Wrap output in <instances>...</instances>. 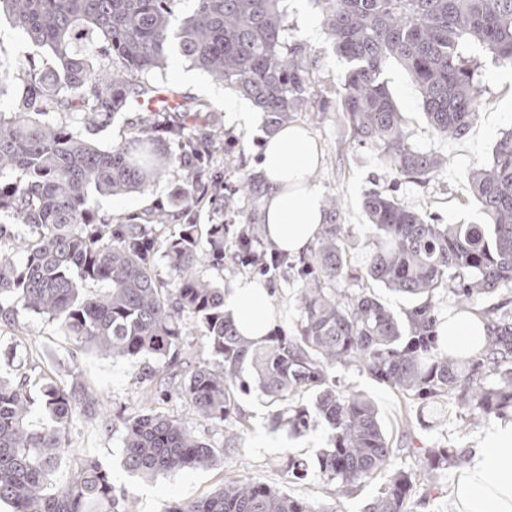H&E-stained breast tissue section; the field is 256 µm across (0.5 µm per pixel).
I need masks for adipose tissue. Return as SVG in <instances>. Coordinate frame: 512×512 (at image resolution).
<instances>
[{
	"mask_svg": "<svg viewBox=\"0 0 512 512\" xmlns=\"http://www.w3.org/2000/svg\"><path fill=\"white\" fill-rule=\"evenodd\" d=\"M320 147L302 125L291 123L267 139L258 172L266 187L263 215L268 240L289 256L305 254L325 220L321 189L313 180ZM224 305L241 334L257 340L271 326L270 298L260 283L240 279L224 294ZM485 329L478 314L453 316L440 331L442 345L472 352ZM457 512H512V424L496 427L482 441L458 479Z\"/></svg>",
	"mask_w": 512,
	"mask_h": 512,
	"instance_id": "obj_1",
	"label": "adipose tissue"
}]
</instances>
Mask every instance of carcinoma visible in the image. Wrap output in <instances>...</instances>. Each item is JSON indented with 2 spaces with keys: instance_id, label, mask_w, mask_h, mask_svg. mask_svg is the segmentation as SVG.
<instances>
[{
  "instance_id": "cac0c4a2",
  "label": "carcinoma",
  "mask_w": 512,
  "mask_h": 512,
  "mask_svg": "<svg viewBox=\"0 0 512 512\" xmlns=\"http://www.w3.org/2000/svg\"><path fill=\"white\" fill-rule=\"evenodd\" d=\"M315 2L348 64L338 94L353 140L376 149L397 182L443 174L447 160L412 143L382 74L397 61L418 89L432 133L465 135L478 120L481 57L512 69V0ZM0 16L57 62L50 70L31 57L12 70L0 64V89L15 80L23 86L11 118L0 117V215L11 219L0 223V323L21 308L55 323L80 350L154 360L165 374L145 375L147 396L176 392L222 427L229 452L242 433L238 398L253 388L285 405L271 425L289 437L323 422L329 447L316 466L336 495L349 497L387 474L362 512H417L428 499H412L408 473L389 472L392 442L377 410L336 385L337 368L355 366L411 401L454 403L466 427L512 417V129L471 172L482 222L439 224L387 191L368 192L366 267L350 264L344 225H322L297 260L294 334L253 341L224 313V253L258 270L277 255L268 254L260 224L240 225L226 246L224 225L195 223L205 200L235 210L252 179L226 189L208 174L224 136L215 110L152 76L177 54L249 98L271 132L322 107L310 78L315 59L291 39L287 0H0ZM82 41L91 52L80 50ZM129 102L141 116L128 137L101 149L84 136L112 124ZM169 175L176 185L167 204L119 221L100 212L98 198ZM182 217L185 223L160 232ZM159 258L172 280L158 278ZM369 279L417 303L400 316L362 287ZM442 293L458 312L485 320L476 353L440 346L435 298ZM190 323L206 338L209 358L181 378L175 368L193 358L184 344ZM305 392L314 394L311 409L294 405ZM39 404L45 423L34 427L27 378L0 377V502L12 512H132L129 489L116 486L98 458L68 448L78 424H111L100 395L74 374L67 384L45 379ZM123 427L122 466L142 479L221 462L176 417L146 412ZM419 453L431 484L468 460L455 448ZM64 454L73 458L71 476L48 493ZM308 469L303 459L285 464L290 480ZM165 512L321 510L254 476L229 478Z\"/></svg>"
}]
</instances>
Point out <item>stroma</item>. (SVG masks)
<instances>
[{"label": "stroma", "mask_w": 512, "mask_h": 512, "mask_svg": "<svg viewBox=\"0 0 512 512\" xmlns=\"http://www.w3.org/2000/svg\"><path fill=\"white\" fill-rule=\"evenodd\" d=\"M288 21L292 33L316 60L311 80L316 92L325 100L323 111L300 112L297 124L306 127L318 141L321 161L313 179L324 197H337L341 208L338 223L344 224L351 243L349 258L356 267H364L368 250L364 246L366 216L361 208L365 192L388 189L390 178L379 166L375 151L358 145L347 126L339 118L338 88L348 69L345 59L337 55L327 39L322 15L315 0H288ZM36 56L41 66L55 67V58L34 47L18 29L0 22V63L14 67L28 56ZM480 117L469 133L459 139L433 135L420 106L419 94L410 78L397 62H389L383 73L390 93L403 113L412 142L421 150L441 155L447 161L446 171L436 179L419 184L405 182L397 195L410 208L442 224H471L479 214L470 193L469 172L490 157L492 148L505 130L512 128V69L502 68L491 57L481 59ZM157 83L174 87L181 95L212 104L220 112L224 133L240 166L225 170L223 152H216L212 167L223 172L224 182L236 184L241 176L257 172L260 149L267 138L263 113H256L251 125L239 124L234 113L224 108L225 98L234 97L233 89L215 82L202 71L190 68L185 61H170L156 77ZM174 187L166 179L143 192L101 199L103 212L113 218L143 212L167 202ZM200 224H224L225 238H232L242 224L263 221L261 197L241 196L235 212L225 213L202 203L196 214ZM269 290L274 333L289 336L295 330L297 315L294 295L298 285L295 270L282 267L262 276ZM78 376L100 393L112 415L113 427L104 431L87 426L72 432V447L97 457L112 469L117 484L133 493L134 512H164L175 500L195 499L206 495L223 483L225 476L247 474L283 488L291 496L313 502L323 512H361L368 499L376 494L379 484L371 482L348 498L335 495L317 472L302 480H287L283 465L288 457L314 459L327 445L324 425L318 424L299 437H287L272 430L274 404L259 391L239 399L246 428L237 452L226 454L223 466L207 470H186L177 475H160L144 481L126 473L121 466L124 419L149 409L180 418L203 442L217 445L223 433L210 422L193 415L180 398L154 405L143 399L140 367L124 358L101 353H84L62 336L52 323L18 312L14 325L0 324V374L28 377L31 382L50 376L68 380ZM340 388L364 393L375 404L382 426L394 448L392 469L418 473L414 448H478L488 433L487 427H463L455 405L433 403L422 407L405 399L396 390L379 383L357 367L337 370Z\"/></svg>", "instance_id": "stroma-1"}]
</instances>
